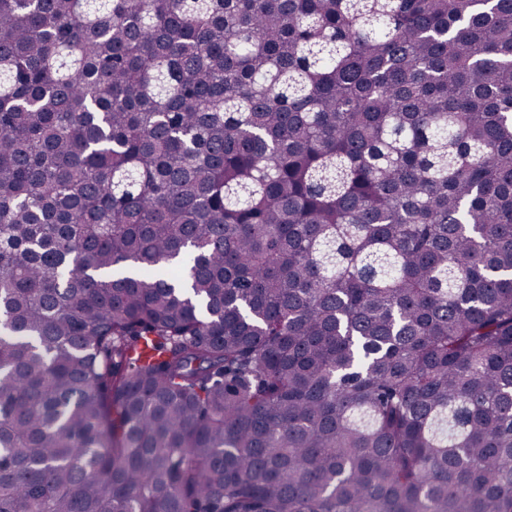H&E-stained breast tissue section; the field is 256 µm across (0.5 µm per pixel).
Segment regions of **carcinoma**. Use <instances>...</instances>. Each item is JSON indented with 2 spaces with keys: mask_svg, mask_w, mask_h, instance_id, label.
Segmentation results:
<instances>
[{
  "mask_svg": "<svg viewBox=\"0 0 512 512\" xmlns=\"http://www.w3.org/2000/svg\"><path fill=\"white\" fill-rule=\"evenodd\" d=\"M0 512H512V0H0Z\"/></svg>",
  "mask_w": 512,
  "mask_h": 512,
  "instance_id": "carcinoma-1",
  "label": "carcinoma"
}]
</instances>
